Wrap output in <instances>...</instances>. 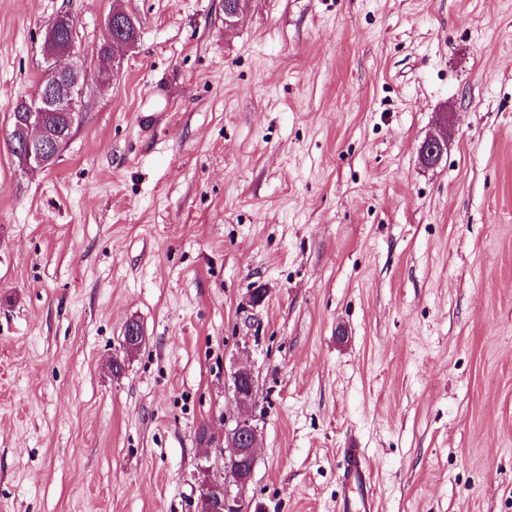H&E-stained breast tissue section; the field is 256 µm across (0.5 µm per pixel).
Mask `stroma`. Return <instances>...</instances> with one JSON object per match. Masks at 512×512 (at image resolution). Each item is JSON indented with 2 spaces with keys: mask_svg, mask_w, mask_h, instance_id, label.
Returning <instances> with one entry per match:
<instances>
[{
  "mask_svg": "<svg viewBox=\"0 0 512 512\" xmlns=\"http://www.w3.org/2000/svg\"><path fill=\"white\" fill-rule=\"evenodd\" d=\"M64 11L83 120L32 172ZM241 365L245 512H336L352 443L378 512H512V0H0V512H196ZM71 15L69 13H61L57 16L56 24L61 28L67 31L70 30L71 25ZM58 32L55 28V21L47 27L44 38L50 36L51 39L55 42L64 43L69 46L71 50H73V54L75 58H77V52H75V42L74 37L69 32Z\"/></svg>",
  "mask_w": 512,
  "mask_h": 512,
  "instance_id": "stroma-1",
  "label": "stroma"
}]
</instances>
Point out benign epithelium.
<instances>
[{"mask_svg":"<svg viewBox=\"0 0 512 512\" xmlns=\"http://www.w3.org/2000/svg\"><path fill=\"white\" fill-rule=\"evenodd\" d=\"M64 53V48L42 44L46 71L50 76L63 75L59 60ZM82 96L83 89L77 78L60 87L51 84L40 90L35 100L26 102L28 115L18 126L11 144L20 148L28 170H44L58 158L64 142L60 137L50 135L48 119L54 112H67L72 120H77L76 109L81 105ZM446 142L447 138L443 136L428 137L423 146L424 158L431 163L438 161ZM145 339L142 326L130 321L124 328L122 349L131 354L143 346ZM232 379L233 396L240 414L232 426H224V443L216 445L223 458V471L198 482L199 512H241L257 461L259 430L250 414L255 388L253 371L242 366L233 373Z\"/></svg>","mask_w":512,"mask_h":512,"instance_id":"1","label":"benign epithelium"}]
</instances>
